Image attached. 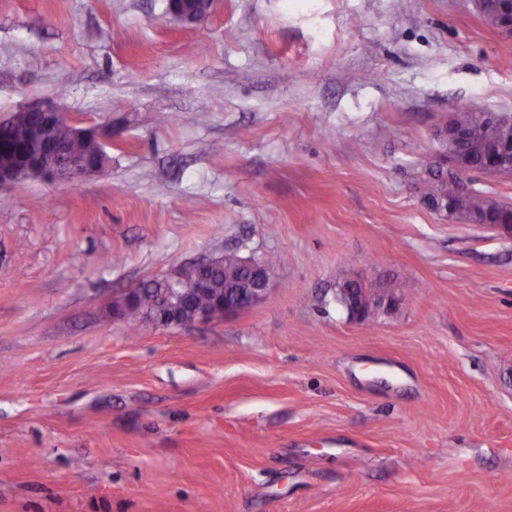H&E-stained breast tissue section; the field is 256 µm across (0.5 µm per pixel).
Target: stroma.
<instances>
[{"mask_svg": "<svg viewBox=\"0 0 512 512\" xmlns=\"http://www.w3.org/2000/svg\"><path fill=\"white\" fill-rule=\"evenodd\" d=\"M34 100L112 143L0 205V512H512V239L423 199L451 108L512 115L471 0H0V118ZM228 248L279 255L262 303L112 316ZM240 310L241 308L234 301L224 300V302H215L212 308L195 309L194 323H206L214 319L235 315Z\"/></svg>", "mask_w": 512, "mask_h": 512, "instance_id": "obj_1", "label": "stroma"}]
</instances>
